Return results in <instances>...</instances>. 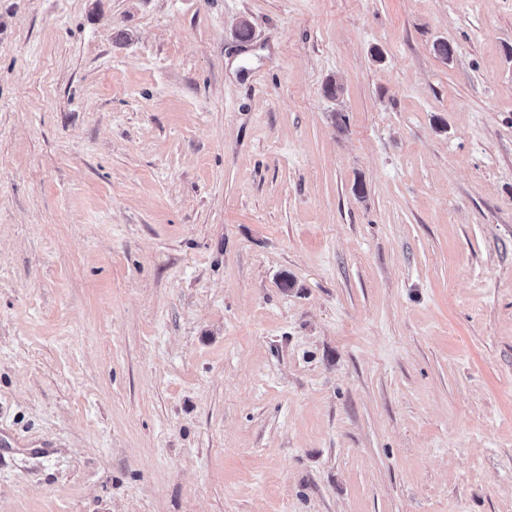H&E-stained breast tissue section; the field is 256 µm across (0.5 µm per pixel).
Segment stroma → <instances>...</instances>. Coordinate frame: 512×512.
I'll return each mask as SVG.
<instances>
[{
    "label": "stroma",
    "instance_id": "35a3bbf8",
    "mask_svg": "<svg viewBox=\"0 0 512 512\" xmlns=\"http://www.w3.org/2000/svg\"><path fill=\"white\" fill-rule=\"evenodd\" d=\"M0 512H512V0H0Z\"/></svg>",
    "mask_w": 512,
    "mask_h": 512
}]
</instances>
